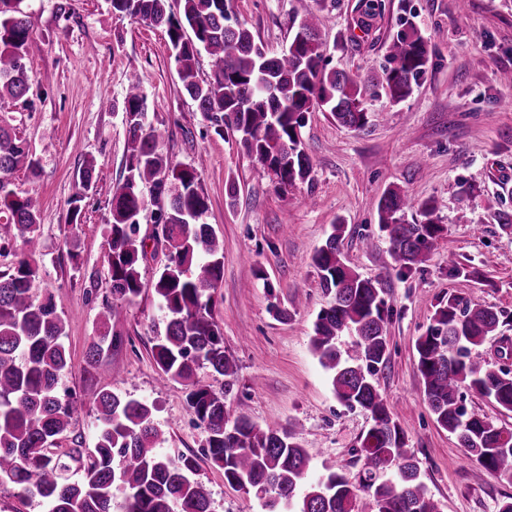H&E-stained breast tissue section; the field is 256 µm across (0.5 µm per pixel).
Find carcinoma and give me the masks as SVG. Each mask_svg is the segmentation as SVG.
Segmentation results:
<instances>
[{
    "label": "carcinoma",
    "instance_id": "obj_1",
    "mask_svg": "<svg viewBox=\"0 0 512 512\" xmlns=\"http://www.w3.org/2000/svg\"><path fill=\"white\" fill-rule=\"evenodd\" d=\"M23 2L0 0V101L21 100L30 91L25 58L33 24ZM298 2L303 7L294 14L288 48L270 55L249 29L229 23L226 0H110L113 13L165 29L183 94L205 116L231 129L243 153L264 172L279 171L274 188L282 196L312 171L301 142L307 113L328 112L337 124L361 129L368 123L370 87H382L399 104L429 62L426 38L405 22L387 44L386 65L375 82L330 68L321 50L318 17L306 0ZM203 51L214 66L207 81L198 79L196 68ZM147 112L146 95L131 85L124 105L125 175L112 195L107 239L112 303L87 348L88 363L97 364L104 351L124 343L112 323L123 304L142 292L139 267L145 250L136 230L147 185L166 250L154 282L164 334L156 337L152 355L163 380L189 389L188 408L205 430L203 456L224 471V480L246 486L267 512H440L377 381L390 355L391 307L379 282L347 264L340 220L313 257L335 301L318 314L311 347L329 372L338 400L370 415L372 424L360 438L362 469L353 477L331 471L306 484L314 452L284 427H261L243 412L231 415L226 396L236 363L224 352L212 317V291L224 273V243L203 220L208 203L196 170L173 166L159 152L161 132L147 121ZM24 164L33 167L25 141L1 124L0 213L33 255L41 235L39 201L3 186ZM410 205V197L394 189L386 190L378 204L389 255L400 270L422 267L443 231L428 201L418 203L421 223H405ZM38 279L39 268L25 257L0 275V486L22 488L39 499L44 512H114L116 506L119 512H212L210 494L195 478L197 457L172 459L158 452L163 432L145 401L99 390L94 447L76 451L67 462L51 454L77 406L59 390L70 361L65 322L52 296L35 295ZM499 324L500 314L492 307L450 294L415 348L436 422L456 435L485 470L512 483V428L468 411L463 395L473 392L512 413V370L490 366L478 351ZM344 333L355 336V352L347 358L337 347ZM201 367L226 378L224 390L201 384ZM74 463L82 471L77 480L70 477Z\"/></svg>",
    "mask_w": 512,
    "mask_h": 512
}]
</instances>
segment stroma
I'll use <instances>...</instances> for the list:
<instances>
[{"label":"stroma","instance_id":"stroma-1","mask_svg":"<svg viewBox=\"0 0 512 512\" xmlns=\"http://www.w3.org/2000/svg\"><path fill=\"white\" fill-rule=\"evenodd\" d=\"M365 2L333 0L319 10L331 66L364 79L380 75L386 44L407 18L428 41L427 72L396 105L383 90L371 89L362 129L340 126L326 112L309 113L301 141L310 178L281 196L232 131L217 135L183 95L165 29L113 14L109 0H24L34 23L27 56L31 91L27 101L0 103V118L25 139L36 163L15 171L11 187L39 199L37 292L53 295L66 321L70 363L62 381L84 401L56 439L54 454L94 446L93 398L104 387L152 404L164 432L163 454L201 451L204 430L189 412L185 386L163 382L152 356L164 316L152 283L165 262L153 208L143 211L137 233L148 251L139 268L143 290L115 323L126 342L98 366L86 360L112 299L108 221L112 193L125 174V96L136 83L148 97L149 122L165 132L160 152L171 164L196 169L208 199L206 221L224 242L212 314L237 370L228 383L201 369L203 384L228 390L232 409L257 424L287 427L296 441L316 449L309 480L360 469L356 449L371 420L337 400L310 345L318 313L334 301L313 256L333 224L343 221L348 265L379 280L392 308L390 357L378 382L429 494L443 512H497L512 497V484L469 458L456 436L436 423L415 350L439 302L452 294L500 311L499 328L480 348L491 364H498L503 344L512 345V234L498 219L512 213V83L502 79L512 73V0H383L367 35L356 26ZM295 5L229 0L228 12L277 54L291 39ZM89 161L95 174L83 192L78 173ZM232 185L238 190L233 200L227 195ZM389 188L430 201L444 227L420 269L401 273L391 265L389 241L378 227V202ZM79 191L81 222L74 227L68 202ZM367 237L374 249L362 247ZM452 256L455 274L448 269ZM274 303L287 317L273 316ZM197 478L210 493L212 512H266L207 460H200Z\"/></svg>","mask_w":512,"mask_h":512}]
</instances>
